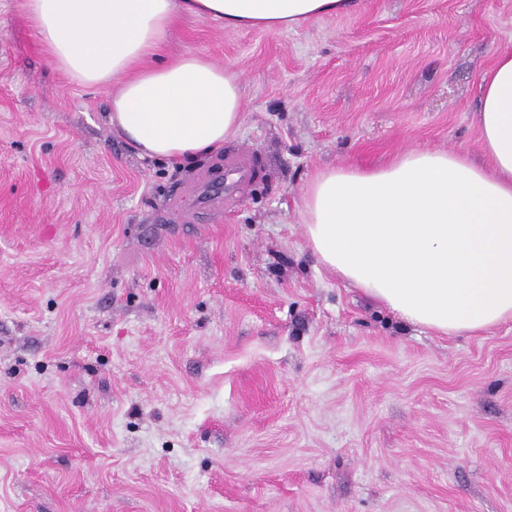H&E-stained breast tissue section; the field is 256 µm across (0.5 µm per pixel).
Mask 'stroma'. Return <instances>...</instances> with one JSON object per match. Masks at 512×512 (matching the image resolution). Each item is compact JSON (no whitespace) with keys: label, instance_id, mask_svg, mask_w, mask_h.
Listing matches in <instances>:
<instances>
[{"label":"stroma","instance_id":"1","mask_svg":"<svg viewBox=\"0 0 512 512\" xmlns=\"http://www.w3.org/2000/svg\"><path fill=\"white\" fill-rule=\"evenodd\" d=\"M512 0H362L293 31L184 17L162 57L235 71L225 150L255 180L201 208L139 156L112 90L47 60L0 0V512H512V322L438 336L324 268L317 170L417 149L482 161L480 76Z\"/></svg>","mask_w":512,"mask_h":512}]
</instances>
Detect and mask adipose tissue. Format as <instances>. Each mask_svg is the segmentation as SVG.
I'll return each instance as SVG.
<instances>
[{
  "instance_id": "adipose-tissue-1",
  "label": "adipose tissue",
  "mask_w": 512,
  "mask_h": 512,
  "mask_svg": "<svg viewBox=\"0 0 512 512\" xmlns=\"http://www.w3.org/2000/svg\"><path fill=\"white\" fill-rule=\"evenodd\" d=\"M358 0H25L49 62L85 86L109 84L111 120L139 151L190 160L223 148L243 120L239 76L193 55L160 58L180 15L226 29L293 30ZM485 163L414 150L378 168L315 172L306 239L321 264L439 335L512 320V52L480 79Z\"/></svg>"
}]
</instances>
